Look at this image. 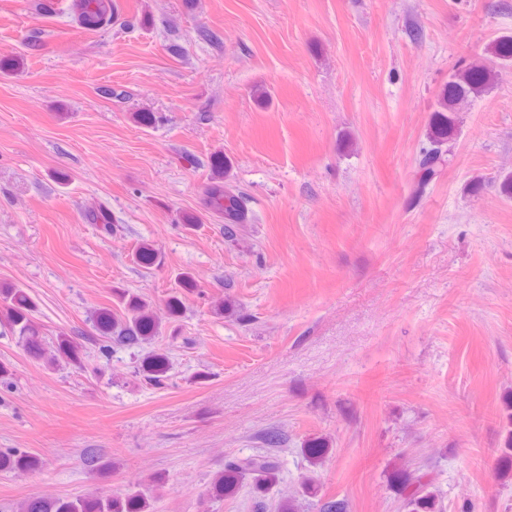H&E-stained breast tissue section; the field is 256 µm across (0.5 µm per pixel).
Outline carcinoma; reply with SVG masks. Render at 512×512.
Here are the masks:
<instances>
[{
    "mask_svg": "<svg viewBox=\"0 0 512 512\" xmlns=\"http://www.w3.org/2000/svg\"><path fill=\"white\" fill-rule=\"evenodd\" d=\"M76 20L81 28L97 30L112 24V0H75ZM488 57L473 62L448 76L440 92L429 124L424 148L416 158V181L413 195L423 196L437 181L452 160L450 142L456 131V113L461 107L483 96L497 76V66L512 63V35H502L487 48ZM226 162L216 157L211 163L213 181L207 191L209 209L224 216V234L231 238L240 224H249L254 215L247 198L235 186L224 181ZM123 309L117 313L103 307L95 315L94 327L109 343L101 346L102 354L111 352V344L148 343L156 334V318L149 305L136 295L121 294ZM37 306L26 289L14 284L0 286V323L8 325L25 351L35 359L56 364L60 359L81 363L82 345L70 336H57L54 350L46 352L39 339L34 318ZM145 368L153 381L159 383L170 368L169 358L162 352L149 356ZM267 451L236 456L224 463V471L212 479L208 496L222 498L238 486L250 481L257 497L255 512H266L265 498L281 482V463L277 448L284 442L283 433L272 430L262 437ZM332 451L329 442L313 438L300 448V453L313 468L320 466ZM36 457L16 450L0 452V471L27 470L38 467ZM407 512H444L441 497L433 478L421 473L414 478L398 480ZM155 496L146 491L100 493L75 498H32L19 507V512H154Z\"/></svg>",
    "mask_w": 512,
    "mask_h": 512,
    "instance_id": "obj_1",
    "label": "carcinoma"
}]
</instances>
